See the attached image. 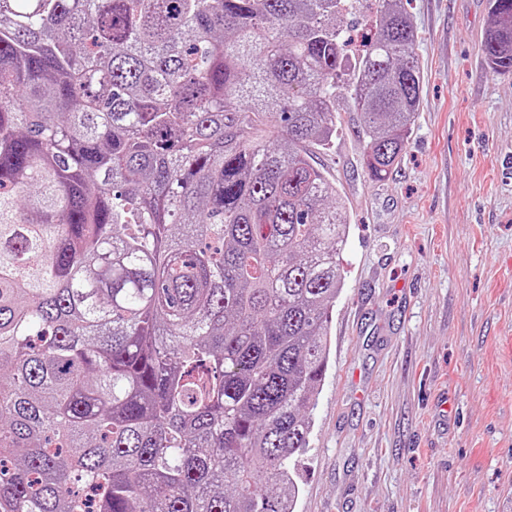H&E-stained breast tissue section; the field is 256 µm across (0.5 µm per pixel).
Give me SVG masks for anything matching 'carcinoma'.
<instances>
[{
    "instance_id": "obj_1",
    "label": "carcinoma",
    "mask_w": 512,
    "mask_h": 512,
    "mask_svg": "<svg viewBox=\"0 0 512 512\" xmlns=\"http://www.w3.org/2000/svg\"><path fill=\"white\" fill-rule=\"evenodd\" d=\"M0 0V512H294L348 217L421 95L402 0ZM487 66L512 73V0Z\"/></svg>"
}]
</instances>
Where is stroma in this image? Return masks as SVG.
I'll return each instance as SVG.
<instances>
[{"mask_svg":"<svg viewBox=\"0 0 512 512\" xmlns=\"http://www.w3.org/2000/svg\"><path fill=\"white\" fill-rule=\"evenodd\" d=\"M422 95L387 179L336 96L316 161L349 218L296 512H512V74L488 0H403ZM482 53L493 72L512 73V0H489V24Z\"/></svg>","mask_w":512,"mask_h":512,"instance_id":"35a3bbf8","label":"stroma"}]
</instances>
